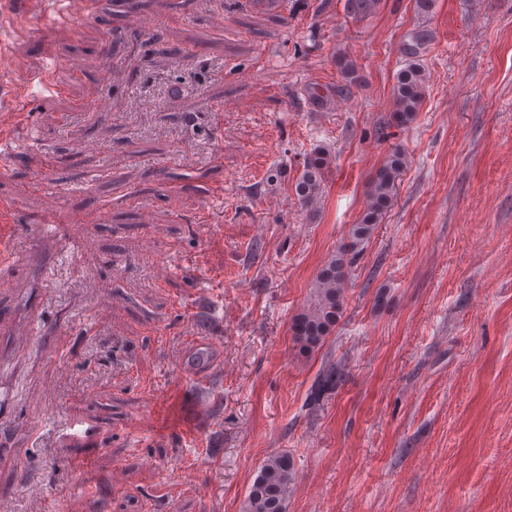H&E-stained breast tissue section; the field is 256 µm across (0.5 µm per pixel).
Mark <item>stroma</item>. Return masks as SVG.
I'll return each mask as SVG.
<instances>
[{"label": "stroma", "instance_id": "35a3bbf8", "mask_svg": "<svg viewBox=\"0 0 512 512\" xmlns=\"http://www.w3.org/2000/svg\"><path fill=\"white\" fill-rule=\"evenodd\" d=\"M54 3L33 36L26 13ZM132 4L156 29L117 48L115 0H0V96L51 60L66 87L26 120L0 104V310L44 331L0 335V512H240L284 451L288 512H512V0ZM416 32L426 91L400 127ZM321 145L312 214L293 184ZM396 149L344 314L302 353L293 320Z\"/></svg>", "mask_w": 512, "mask_h": 512}]
</instances>
